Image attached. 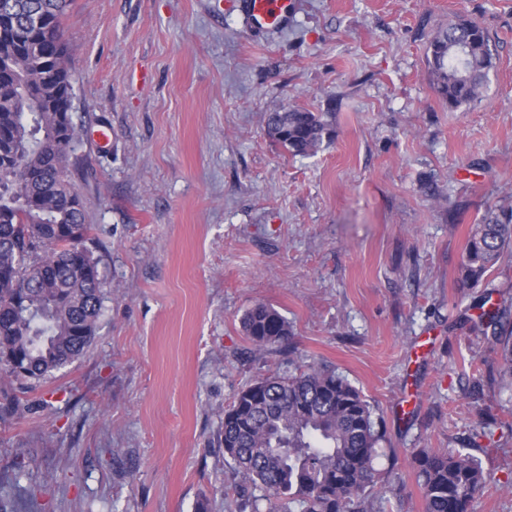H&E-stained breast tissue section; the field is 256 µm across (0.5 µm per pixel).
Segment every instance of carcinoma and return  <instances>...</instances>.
I'll return each mask as SVG.
<instances>
[{"instance_id":"obj_1","label":"carcinoma","mask_w":512,"mask_h":512,"mask_svg":"<svg viewBox=\"0 0 512 512\" xmlns=\"http://www.w3.org/2000/svg\"><path fill=\"white\" fill-rule=\"evenodd\" d=\"M71 0H0V381H36L83 356L103 315L99 261L85 246L92 225L75 185L81 123L71 102L73 53L61 28ZM426 58L435 91L454 111L482 95L493 65L488 31L460 19L439 31ZM329 112L265 115L269 138L310 156L330 134ZM512 246V206L489 210L471 228L465 277L479 283ZM512 306L470 320L498 348L512 386ZM253 350L280 346L288 320L256 302L241 318ZM381 430L345 377L311 361L288 375L254 379L224 410L221 446L240 483L224 489L233 512H367L378 483ZM414 462L425 512H476L497 483L465 448H423ZM0 512H39L24 494Z\"/></svg>"}]
</instances>
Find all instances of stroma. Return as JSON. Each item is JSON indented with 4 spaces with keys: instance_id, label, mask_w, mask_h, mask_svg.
I'll return each mask as SVG.
<instances>
[{
    "instance_id": "obj_1",
    "label": "stroma",
    "mask_w": 512,
    "mask_h": 512,
    "mask_svg": "<svg viewBox=\"0 0 512 512\" xmlns=\"http://www.w3.org/2000/svg\"><path fill=\"white\" fill-rule=\"evenodd\" d=\"M252 30L241 0H72L77 182L88 249L111 295L86 354L35 384L0 382V502L42 512H224L234 482L224 410L258 376L335 367L384 432L371 512H423L421 448H466L512 473V392L462 316L512 296V248L479 285L461 271L473 224L512 204V0H298ZM468 18L496 59L451 111L429 40ZM331 113L314 155L265 113ZM435 196H427L425 183ZM456 222H449V213ZM264 302L289 352H254ZM241 324L253 350L257 352L280 346L291 336L288 320L263 302H256L247 309Z\"/></svg>"
}]
</instances>
